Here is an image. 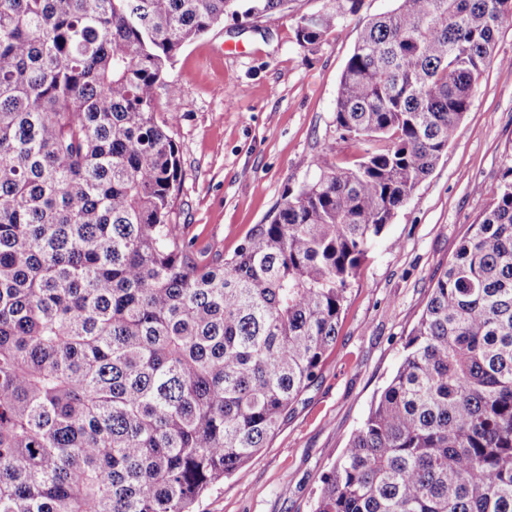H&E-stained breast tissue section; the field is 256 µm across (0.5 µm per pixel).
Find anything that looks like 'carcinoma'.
I'll return each instance as SVG.
<instances>
[{
	"mask_svg": "<svg viewBox=\"0 0 512 512\" xmlns=\"http://www.w3.org/2000/svg\"><path fill=\"white\" fill-rule=\"evenodd\" d=\"M360 0L297 25L306 47ZM283 0H0V512H191L318 377L375 238L468 112L512 0L368 20L315 161L234 254L173 223L154 90L224 16ZM324 477L315 512H512V157Z\"/></svg>",
	"mask_w": 512,
	"mask_h": 512,
	"instance_id": "cac0c4a2",
	"label": "carcinoma"
}]
</instances>
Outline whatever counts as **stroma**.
<instances>
[{"label":"stroma","instance_id":"obj_1","mask_svg":"<svg viewBox=\"0 0 512 512\" xmlns=\"http://www.w3.org/2000/svg\"><path fill=\"white\" fill-rule=\"evenodd\" d=\"M395 0H361L320 42L299 46L302 16L336 0H287L240 25L232 18L186 45L156 90L180 89L173 138L181 185L176 222L195 259L232 256L288 190L327 155L360 153L333 123L339 79L365 20ZM455 138L371 245L318 381L254 460L206 491L193 512H313L322 479L396 372L436 279L496 195L512 154V20L499 29Z\"/></svg>","mask_w":512,"mask_h":512}]
</instances>
